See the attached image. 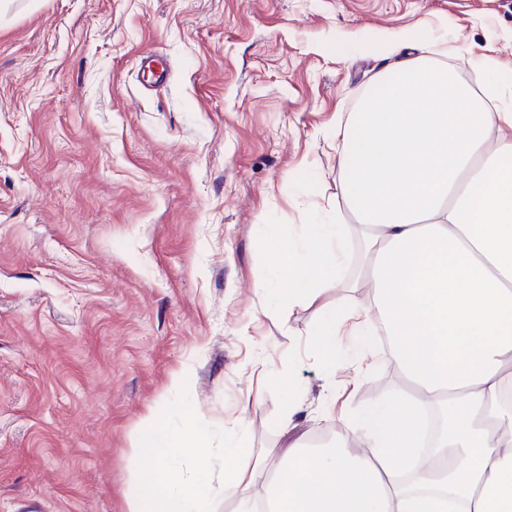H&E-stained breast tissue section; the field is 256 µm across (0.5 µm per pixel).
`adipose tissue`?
<instances>
[{
	"instance_id": "obj_1",
	"label": "adipose tissue",
	"mask_w": 512,
	"mask_h": 512,
	"mask_svg": "<svg viewBox=\"0 0 512 512\" xmlns=\"http://www.w3.org/2000/svg\"><path fill=\"white\" fill-rule=\"evenodd\" d=\"M411 32L386 31L375 43L388 76L334 133L343 166L340 192L352 229L310 224L301 243L276 247L274 287L283 303L317 306L309 335L327 367L340 364L336 338L355 320L363 350L377 333L411 396L379 405L347 424L335 441L301 439L280 450L273 475L238 439L227 455L224 493L238 512H512V105H488L454 69L412 58ZM364 240L360 305L330 306L342 282L348 235ZM445 408L437 453L451 456L450 482L408 485L418 406ZM153 463L133 486L131 512H203L192 476L163 468L180 447L201 455L202 437L175 439L157 422L138 435ZM263 484L262 497L251 494Z\"/></svg>"
}]
</instances>
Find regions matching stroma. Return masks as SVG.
<instances>
[{
    "label": "stroma",
    "instance_id": "1",
    "mask_svg": "<svg viewBox=\"0 0 512 512\" xmlns=\"http://www.w3.org/2000/svg\"><path fill=\"white\" fill-rule=\"evenodd\" d=\"M447 36L512 88V0H11L0 10V512H129L138 432L225 497L224 443L275 457L403 393L386 356L327 373L317 307L276 305L268 228L351 224L331 146L385 75L364 43ZM167 78L145 87L144 55ZM497 61L478 73L461 56ZM269 370L289 372L282 387ZM181 386H174L175 377Z\"/></svg>",
    "mask_w": 512,
    "mask_h": 512
}]
</instances>
